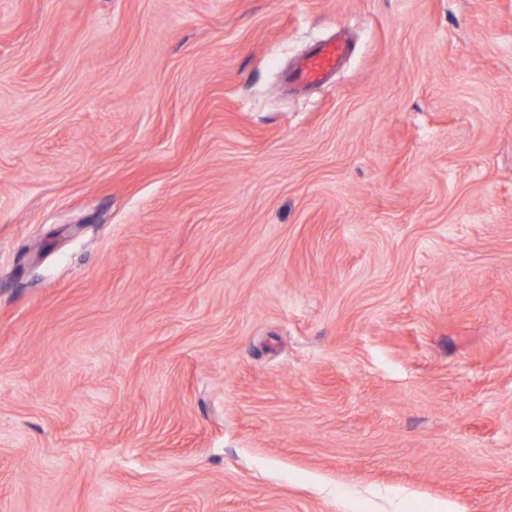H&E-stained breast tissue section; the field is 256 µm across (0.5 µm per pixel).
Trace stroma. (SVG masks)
I'll return each instance as SVG.
<instances>
[{"mask_svg": "<svg viewBox=\"0 0 512 512\" xmlns=\"http://www.w3.org/2000/svg\"><path fill=\"white\" fill-rule=\"evenodd\" d=\"M0 512H512V0H0ZM347 54L341 40H327L314 45L301 56L288 74V82L298 86H317L336 71Z\"/></svg>", "mask_w": 512, "mask_h": 512, "instance_id": "obj_1", "label": "stroma"}]
</instances>
